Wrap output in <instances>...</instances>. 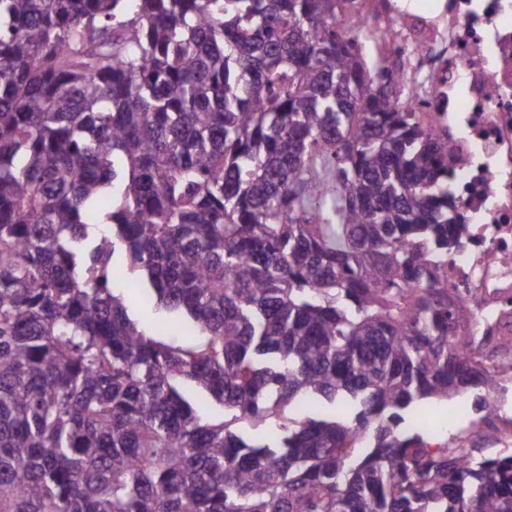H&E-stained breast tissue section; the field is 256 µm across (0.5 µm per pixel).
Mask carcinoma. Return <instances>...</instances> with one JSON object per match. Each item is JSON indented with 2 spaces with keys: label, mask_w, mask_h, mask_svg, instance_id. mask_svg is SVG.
I'll return each instance as SVG.
<instances>
[{
  "label": "carcinoma",
  "mask_w": 512,
  "mask_h": 512,
  "mask_svg": "<svg viewBox=\"0 0 512 512\" xmlns=\"http://www.w3.org/2000/svg\"><path fill=\"white\" fill-rule=\"evenodd\" d=\"M352 2L0 0V512H512V450L420 433L512 356Z\"/></svg>",
  "instance_id": "1"
}]
</instances>
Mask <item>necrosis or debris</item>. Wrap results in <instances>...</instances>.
I'll return each instance as SVG.
<instances>
[{"label": "necrosis or debris", "instance_id": "necrosis-or-debris-1", "mask_svg": "<svg viewBox=\"0 0 512 512\" xmlns=\"http://www.w3.org/2000/svg\"><path fill=\"white\" fill-rule=\"evenodd\" d=\"M436 84L400 69L414 106L455 156L451 190L468 224L448 258L470 333L512 338V0H447Z\"/></svg>", "mask_w": 512, "mask_h": 512}]
</instances>
